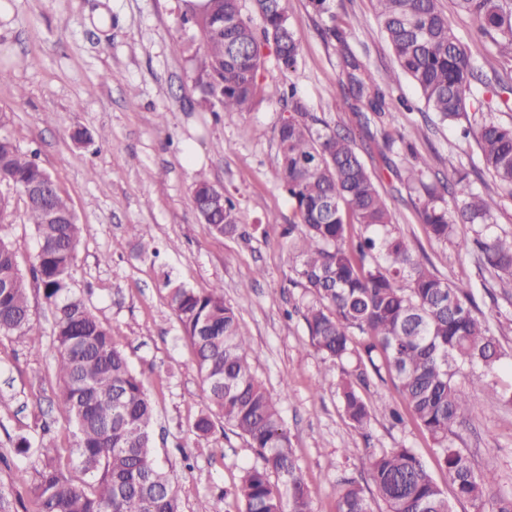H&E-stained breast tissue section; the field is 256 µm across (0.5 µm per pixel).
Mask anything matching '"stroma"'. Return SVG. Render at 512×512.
Instances as JSON below:
<instances>
[{
    "label": "stroma",
    "instance_id": "stroma-1",
    "mask_svg": "<svg viewBox=\"0 0 512 512\" xmlns=\"http://www.w3.org/2000/svg\"><path fill=\"white\" fill-rule=\"evenodd\" d=\"M97 5H0V110L7 113L5 133L24 152L36 153L82 226L72 289L111 328L144 381L156 413L154 456L177 486L182 512H194L202 499L213 512H239L234 490L259 456L223 421L205 437L193 434L206 399L194 349L165 298L168 276L192 288L222 285L225 302L251 337L255 374L280 403L313 512H337L338 483L345 477L358 480L374 512H382L367 457L388 448L414 449L442 478L433 442L405 412L390 377L372 374L362 386L371 407L362 428L346 419L335 388L317 386L324 375L342 377L345 368L317 353L297 311L307 297L294 283L296 253L282 235L293 210L275 175L280 105L260 96L251 111L217 116L198 104L200 59L181 24L185 0H111L105 31L92 20ZM333 12L342 38L326 41L308 0H288L300 40L297 63L282 66L273 46H265L258 81L294 85L311 112L350 132L415 255L441 278L471 285L476 313L486 318L502 358L488 378L489 389L470 394L460 446L475 473L492 474L493 494L510 495L512 285L493 279L456 239L439 243L428 237L414 206L421 188L402 177L405 147L413 145L429 158V181L459 170L474 190L490 192L498 203L492 234L512 235V194L484 168L476 141H460L455 125L428 120L416 87L396 68L372 0H334ZM348 52L375 76L394 111V121L373 138L363 126L364 106L334 105ZM26 57L33 66H22ZM78 129L95 136L94 145H76L72 134ZM201 174L233 193L242 223L261 225V232L246 238L212 233L193 205ZM0 193L12 200L6 234L23 273H30L37 244L23 198L3 183ZM131 224L147 227L142 242L128 239ZM29 305L42 352L0 334V393L12 398L10 407L0 409V484L20 493L17 512H35L27 489L37 479L34 464L17 451L18 440L34 438L48 421L60 446L69 445L51 351L52 308L34 282ZM388 404L402 409L401 422L388 417Z\"/></svg>",
    "mask_w": 512,
    "mask_h": 512
}]
</instances>
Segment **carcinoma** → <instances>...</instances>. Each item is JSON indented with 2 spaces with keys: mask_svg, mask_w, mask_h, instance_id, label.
Here are the masks:
<instances>
[{
  "mask_svg": "<svg viewBox=\"0 0 512 512\" xmlns=\"http://www.w3.org/2000/svg\"><path fill=\"white\" fill-rule=\"evenodd\" d=\"M377 20L400 71L416 85L425 110L441 123L456 122L472 108L480 120L461 134L474 136L484 167L500 186L512 189V126L494 121V112H512V98L474 100L472 82L512 92V70L476 65L488 46L512 59V0H452L475 21L469 41L455 34L440 0H373ZM261 31L244 19L241 0H206L183 22L197 29L202 49L196 87L213 112L251 110L263 62L261 42L275 46L278 61L291 67L300 41L290 25L285 0H254ZM340 84L336 107L355 100L378 117L393 119L381 87L358 77L359 64ZM267 97L291 113L277 128L276 178L287 191L295 221L298 283L311 296L303 317L312 344L324 359L356 358L355 370L336 382L343 411L362 427L371 409L359 392L368 371L386 370L398 381L406 407L438 450V465L457 498L477 502L479 512H512V496L489 494L488 475L476 474L453 438L466 422L469 395L501 358L486 321L471 308L469 285L449 283L413 255L393 224L375 175L361 160L353 140L310 112L294 87L271 82ZM430 162L418 158L409 178L423 195L417 206L428 235L437 242L461 234L460 245L477 252L482 266L512 277V236L484 232L496 223L497 202L475 191L460 175L453 184L455 208L444 205L448 184L424 182ZM25 191L49 184L46 197L26 207L38 242L33 277L55 310L56 371L63 410L74 423L71 453L86 479L75 483L58 464L60 448L43 426L37 442L23 438L40 461L38 479L28 490L37 512H181L178 491L153 454V405L142 380L117 348L112 331L70 288L81 225L55 182L33 158L0 135V181ZM215 187L200 177L193 190L199 217L217 235L240 230L237 203L225 192L211 202ZM365 235L346 243L349 227ZM166 299L191 342L196 369L207 393V411L195 420L200 437L224 419L257 449L261 462L246 469L235 494L241 512H312L288 430L275 399L256 377L252 348L238 313L226 304L220 286L189 288L165 280ZM27 281L17 254L0 229V334L36 343ZM369 473L385 512H451L448 498L411 448H390L369 456ZM282 479L271 483L270 475ZM338 512H374L363 487L345 480Z\"/></svg>",
  "mask_w": 512,
  "mask_h": 512,
  "instance_id": "cac0c4a2",
  "label": "carcinoma"
}]
</instances>
